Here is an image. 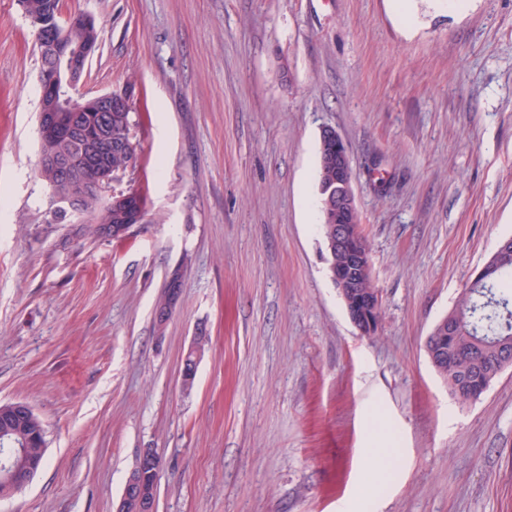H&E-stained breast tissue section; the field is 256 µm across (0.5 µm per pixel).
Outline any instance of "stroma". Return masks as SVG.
Masks as SVG:
<instances>
[{"label": "stroma", "mask_w": 512, "mask_h": 512, "mask_svg": "<svg viewBox=\"0 0 512 512\" xmlns=\"http://www.w3.org/2000/svg\"><path fill=\"white\" fill-rule=\"evenodd\" d=\"M99 31L79 92L127 93L148 198L121 240L56 221L40 55L0 0V402L47 428L0 512H512V367L457 402L426 340L512 236V0H64ZM347 146L381 299L330 276L317 168ZM182 270L164 328L156 304ZM208 342L192 390L182 363ZM397 463L370 476L365 451ZM158 460L151 449H145L139 456L135 467L129 473L123 495L116 512H126V503L135 497L142 505L143 512H156Z\"/></svg>", "instance_id": "obj_1"}]
</instances>
